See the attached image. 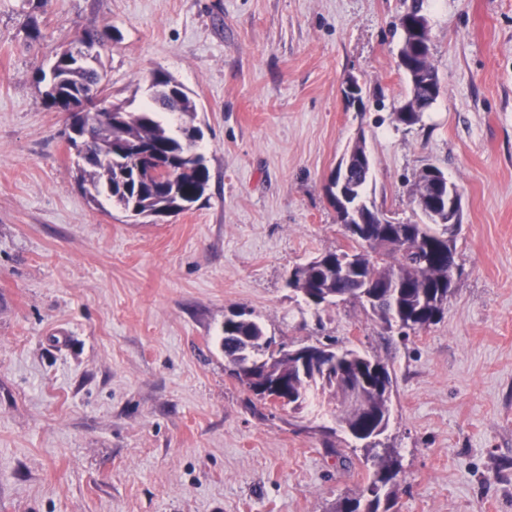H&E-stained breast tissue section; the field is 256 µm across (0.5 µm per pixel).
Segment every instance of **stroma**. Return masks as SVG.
Instances as JSON below:
<instances>
[{"label": "stroma", "mask_w": 512, "mask_h": 512, "mask_svg": "<svg viewBox=\"0 0 512 512\" xmlns=\"http://www.w3.org/2000/svg\"><path fill=\"white\" fill-rule=\"evenodd\" d=\"M411 4L0 0V512H335L361 493L326 399L253 414L220 345L240 311L389 365L388 512H512V0H423L442 93L406 126ZM87 32L108 100L140 109L158 71L195 100L210 182L191 210L135 221L84 193L34 71ZM360 137L394 221L424 223L427 165L462 196L443 318L405 339L287 285L350 244L328 186Z\"/></svg>", "instance_id": "1"}]
</instances>
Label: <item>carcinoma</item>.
Listing matches in <instances>:
<instances>
[{"label":"carcinoma","mask_w":512,"mask_h":512,"mask_svg":"<svg viewBox=\"0 0 512 512\" xmlns=\"http://www.w3.org/2000/svg\"><path fill=\"white\" fill-rule=\"evenodd\" d=\"M422 16L420 0H413L410 9L400 18L404 40H409V25ZM73 55L63 51L56 56L54 81L57 93L44 94L47 107L57 106V96L66 99L78 98L92 86L106 90L105 76L96 67L83 68L72 64ZM152 104L137 112H125L118 124L111 122L103 110H88L87 122L77 130V135L68 138L74 145L81 138L85 147L82 166L78 167L81 183L91 186L89 200L97 203L101 192L112 204L127 211L131 208L141 214H173L195 206L205 195L210 180L209 169H200L185 162L184 155L190 148L189 138L196 118V103L183 86L168 74L158 71L152 82ZM179 120L176 131L170 130L166 116ZM126 150V164L121 170L103 165V160L112 156L116 148ZM151 150L162 156L168 163V172L138 170V154ZM414 241L419 246L381 247L363 237H350L353 246L350 251L356 257L358 275L374 282L376 295L370 303V311L388 325L411 326L416 332L440 321L443 310H438L432 302H444L452 287L455 263V248L448 247L442 239L444 232L430 224H412ZM336 258V253L319 255L299 266L311 285L316 278L317 266ZM399 280L402 288L392 287ZM319 286L333 293L351 294L358 287L351 278L322 280ZM263 333L261 325L246 318L240 322H224V336L221 346L224 356L231 362L239 359L245 346L244 339L258 338ZM345 355L351 362L375 364L384 370L387 380H392L388 365L379 359L370 358L356 350L347 349ZM283 376L293 393L291 403L299 409L310 398L311 391L320 387H332L336 381V370L324 372L308 371L304 374L294 366L283 364ZM362 403L365 410L358 414L348 410L337 416L339 426L352 438L365 440L390 418V407L381 394L372 389H363ZM365 459L372 462L373 471L368 487L383 491V497L366 501L363 495L343 498L336 512H380L381 502L389 500L391 486L399 473L397 453L392 448L381 446L377 441L363 448Z\"/></svg>","instance_id":"obj_1"}]
</instances>
